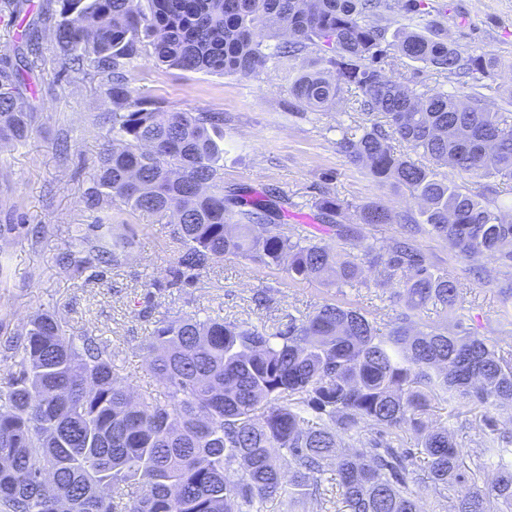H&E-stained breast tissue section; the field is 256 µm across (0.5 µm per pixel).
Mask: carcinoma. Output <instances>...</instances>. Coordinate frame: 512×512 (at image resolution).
I'll use <instances>...</instances> for the list:
<instances>
[{
	"label": "carcinoma",
	"mask_w": 512,
	"mask_h": 512,
	"mask_svg": "<svg viewBox=\"0 0 512 512\" xmlns=\"http://www.w3.org/2000/svg\"><path fill=\"white\" fill-rule=\"evenodd\" d=\"M46 40L53 63L108 86L114 108L96 122L111 135L84 190L88 208L173 217L180 249L167 287L199 277L216 260L241 257L283 268L293 280L340 288L360 278L357 258L293 224H270L285 200L272 193L224 196L219 112H181L135 97L126 77L145 53L186 72L243 77L266 62L312 48L290 94L303 110L328 111L341 94L370 117L336 147L379 183L406 188L424 203L420 219L378 206L361 224H399L404 234L363 248L376 284L391 283L392 326L382 336L362 310L326 304L288 326L252 325L193 315L160 320L143 349L164 387L132 399L116 384L115 354L91 334L75 336L55 313L33 316L7 335L8 403L0 405V512H265L288 496V512L307 500L322 512H425L433 497L446 512H512V354L458 323L418 326L432 305L452 310L459 282L434 271L410 237L426 231L463 258H494L502 312L512 313V219L491 205L493 185L475 189L443 177L512 180V102L492 107L476 89L504 68L479 50L466 56L418 19L428 0H55ZM406 26L389 32L384 12ZM39 43L23 68L0 78V142L24 141L34 113L20 94ZM420 63L475 93L417 90V74L395 79L398 60ZM90 62L92 71L85 70ZM426 157L395 152L392 141ZM318 209L336 236H360L340 221L345 203L323 196ZM57 258L74 277L119 267L127 243L102 218L73 230ZM436 402L482 414L479 447L458 448L447 429H431ZM508 415L499 426L491 412ZM371 426L374 435L361 429ZM420 434L417 450L402 433ZM430 481L417 478L419 462ZM335 466L336 497L323 475ZM494 468L486 489L469 485Z\"/></svg>",
	"instance_id": "carcinoma-1"
}]
</instances>
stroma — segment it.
Masks as SVG:
<instances>
[{
    "instance_id": "35a3bbf8",
    "label": "stroma",
    "mask_w": 512,
    "mask_h": 512,
    "mask_svg": "<svg viewBox=\"0 0 512 512\" xmlns=\"http://www.w3.org/2000/svg\"><path fill=\"white\" fill-rule=\"evenodd\" d=\"M435 5L447 7L446 34L461 53L480 47L512 61V0H436ZM311 58L306 50L243 78L162 69L142 54L131 62L128 79L136 96L163 106L223 113L225 191L276 189L288 200L283 223L301 225L307 234L338 245L313 207L325 192L348 203L347 224H358V212L366 206L418 215L420 204L408 190L381 185L338 151L342 130L365 125L366 116L349 111L343 101L325 112L294 107L291 78ZM43 59L22 90L37 114L38 131L27 141L0 147V264L8 267L6 277H0V319L10 329L22 328L39 312L59 314L74 335L89 333L108 344L116 354L117 384L134 395L161 387L142 345L156 321L166 316L189 313L284 326L289 317L342 303L369 312L380 332L388 333L391 290L375 287L369 267L358 282L336 288L294 281L283 270L228 256L191 285L147 297L150 283L166 280L178 246L171 225L146 214L113 211L114 232L131 242L123 265L100 281L71 279L57 256L70 244L68 227L93 220L83 191L107 144L96 117L111 110L112 101L105 88L79 74L59 72L51 53ZM416 245L436 269L462 286L453 311L431 306L420 311L418 322L446 327L464 318L475 335L512 350V335L504 334L497 316L498 262L485 256L463 259L445 241L425 233L417 235ZM430 419L448 428L462 448L476 447L486 431L479 413L465 406L454 411L439 406Z\"/></svg>"
}]
</instances>
